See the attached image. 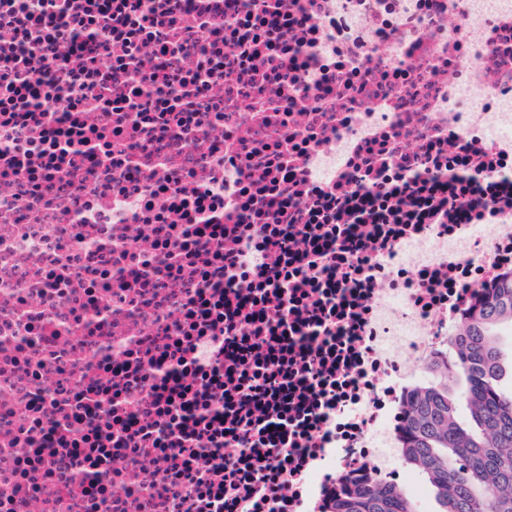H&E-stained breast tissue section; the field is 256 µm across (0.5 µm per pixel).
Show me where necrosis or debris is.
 Segmentation results:
<instances>
[{
  "label": "necrosis or debris",
  "mask_w": 512,
  "mask_h": 512,
  "mask_svg": "<svg viewBox=\"0 0 512 512\" xmlns=\"http://www.w3.org/2000/svg\"><path fill=\"white\" fill-rule=\"evenodd\" d=\"M511 272L512 0H0V512L396 480Z\"/></svg>",
  "instance_id": "4bbe7bcc"
}]
</instances>
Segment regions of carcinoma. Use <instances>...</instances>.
Listing matches in <instances>:
<instances>
[{
	"label": "carcinoma",
	"mask_w": 512,
	"mask_h": 512,
	"mask_svg": "<svg viewBox=\"0 0 512 512\" xmlns=\"http://www.w3.org/2000/svg\"><path fill=\"white\" fill-rule=\"evenodd\" d=\"M512 328V278L485 289L426 379L403 404V462L435 491L440 512H512V388L498 329ZM462 380L448 393L445 381ZM466 409L468 419L460 418ZM334 512H418L402 487L357 484L336 496Z\"/></svg>",
	"instance_id": "carcinoma-1"
}]
</instances>
